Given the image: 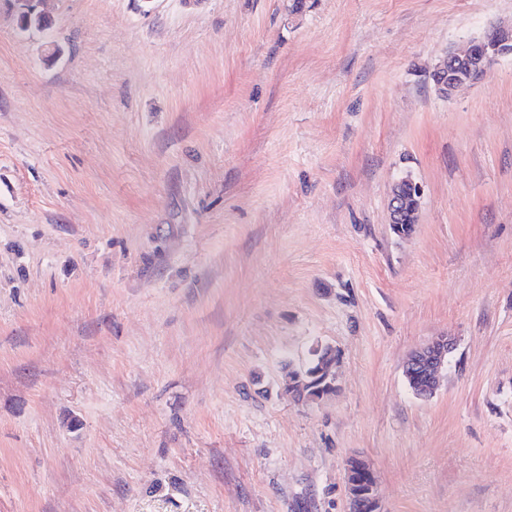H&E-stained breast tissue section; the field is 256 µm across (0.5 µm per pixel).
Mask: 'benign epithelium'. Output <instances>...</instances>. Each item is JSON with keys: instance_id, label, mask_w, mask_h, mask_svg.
I'll list each match as a JSON object with an SVG mask.
<instances>
[{"instance_id": "7a95c632", "label": "benign epithelium", "mask_w": 512, "mask_h": 512, "mask_svg": "<svg viewBox=\"0 0 512 512\" xmlns=\"http://www.w3.org/2000/svg\"><path fill=\"white\" fill-rule=\"evenodd\" d=\"M504 55H512V27H492L481 37L448 52L429 72V81L436 94L449 98L482 78L489 66ZM422 195L421 185L408 175L394 182L389 202L392 229L417 224ZM453 348V338L440 336L410 355L403 373L415 395L427 397L435 392ZM345 473L347 512H382L371 464L352 455L346 460Z\"/></svg>"}]
</instances>
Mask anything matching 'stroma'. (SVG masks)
<instances>
[{"label":"stroma","instance_id":"35a3bbf8","mask_svg":"<svg viewBox=\"0 0 512 512\" xmlns=\"http://www.w3.org/2000/svg\"><path fill=\"white\" fill-rule=\"evenodd\" d=\"M42 9L0 0V512H347L354 454L383 512H512V56L428 79L512 0ZM12 10L16 15L18 14H30L39 11V5L42 3L41 0H10ZM19 28L22 31H28L30 29L45 30L47 27L46 17L42 15L37 17V13L31 16H17ZM423 190L421 185L411 176H404L394 182L390 191V224L393 231L401 225L411 227L408 235L418 222ZM454 348L451 336H440L415 350L406 361L403 373L417 396H431L438 387L440 376ZM330 354H332V358L336 359L335 351L330 346H323L320 347L319 353H314L312 359L304 366L299 368L288 366V372L283 379L284 390L297 389L303 385L306 395L320 397L321 394L333 392L335 380H327L325 374L321 373L322 368L320 367V359H326Z\"/></svg>","mask_w":512,"mask_h":512}]
</instances>
